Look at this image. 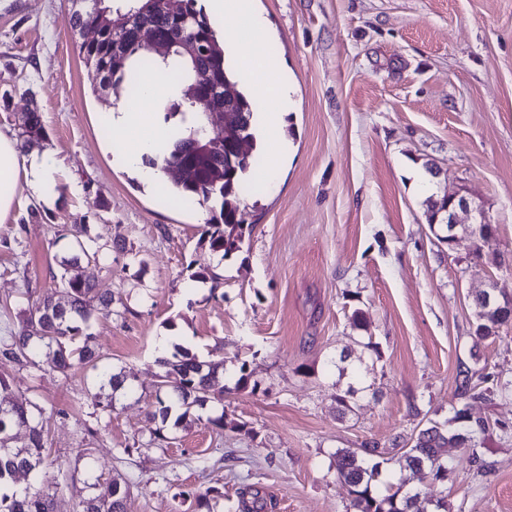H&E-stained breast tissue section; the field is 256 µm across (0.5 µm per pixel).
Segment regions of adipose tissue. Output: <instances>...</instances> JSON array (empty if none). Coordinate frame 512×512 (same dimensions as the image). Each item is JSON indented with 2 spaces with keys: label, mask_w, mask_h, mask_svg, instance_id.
Wrapping results in <instances>:
<instances>
[{
  "label": "adipose tissue",
  "mask_w": 512,
  "mask_h": 512,
  "mask_svg": "<svg viewBox=\"0 0 512 512\" xmlns=\"http://www.w3.org/2000/svg\"><path fill=\"white\" fill-rule=\"evenodd\" d=\"M211 13L221 19L235 18L234 26L224 30V46L232 68L250 82L253 94L263 102L255 122L266 130L271 144L269 161L257 175L262 183L273 182L280 160L288 156V144L280 136L285 116L291 105V89L279 78L276 54L255 51L262 43L265 21L252 11L251 0H208ZM142 102L136 107L110 113L113 132L123 145L119 161L128 169L140 170L145 156L155 155L159 146L170 137L169 127L160 124L150 107L167 90L162 74H154L144 84ZM58 167L46 153L22 152L15 136L0 129V224L6 223L18 202L19 191L49 202V186L56 182Z\"/></svg>",
  "instance_id": "adipose-tissue-1"
}]
</instances>
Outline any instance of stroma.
Returning a JSON list of instances; mask_svg holds the SVG:
<instances>
[{
  "mask_svg": "<svg viewBox=\"0 0 512 512\" xmlns=\"http://www.w3.org/2000/svg\"><path fill=\"white\" fill-rule=\"evenodd\" d=\"M255 6L291 87L289 155L275 182L244 196L253 231L225 257L204 237L207 210L154 196L117 164L101 126L126 102L93 92L69 0H0V128L17 131L21 113L37 110L45 134L33 148L59 167L52 204L22 196L0 224V330L17 326L25 288L49 289L68 251L62 226L86 225L93 247L120 245L83 273L127 307L90 331L134 392L104 412L93 370L64 376L0 356L10 397L55 411L47 452L76 470L64 512L116 476L133 483L127 512H238L247 485L268 512H351L331 455L366 441L387 451L385 483L444 498L448 512H512V398L471 405L491 425L487 475L461 448L449 451L444 484L404 458L420 429L448 419L459 370L512 381V325L471 337L472 292L492 278L512 296V0ZM455 191L497 226L482 257L469 238L439 242L429 222V195ZM199 271L205 280L189 289ZM174 343L202 356L223 345L229 390L208 409L224 430L170 426L155 445L156 360ZM242 365L252 385L232 389ZM350 385L359 393L345 411L336 390ZM210 487L219 495L198 507Z\"/></svg>",
  "mask_w": 512,
  "mask_h": 512,
  "instance_id": "obj_1",
  "label": "stroma"
}]
</instances>
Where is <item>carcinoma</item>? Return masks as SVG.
<instances>
[{
    "label": "carcinoma",
    "mask_w": 512,
    "mask_h": 512,
    "mask_svg": "<svg viewBox=\"0 0 512 512\" xmlns=\"http://www.w3.org/2000/svg\"><path fill=\"white\" fill-rule=\"evenodd\" d=\"M94 2L71 0L73 29L94 25L99 33L97 40L76 45L93 91L110 95L122 86L129 95L138 96L147 75L164 73L174 92L165 120L177 116L179 122L164 151L145 158V165L162 171L171 166L181 169L182 175L172 181V200L186 209L209 210L205 235L210 250L225 257L239 251L245 233L252 228L247 223V212L241 208L240 196L252 189L250 174L260 165V156L254 153L258 140L254 125L257 107L242 81L228 72L224 41L217 36L198 0H181L177 15L160 10L148 13L159 40L170 42L184 35L195 40L200 66L212 75L211 85L206 86L196 82L192 63L177 51L165 56L149 52L137 43L134 29L112 25V14L142 7L148 0H101L102 5L96 8L92 7ZM217 87L223 89L216 102L226 106L225 130L224 136L208 141L202 133L206 117L196 100ZM19 129L23 148L40 139L44 133L41 114L34 110L22 113ZM85 233L81 224L67 229L69 255L60 261L58 272L52 273L53 290L31 302L17 327L0 336V356L22 363L42 353L49 367L64 376L76 366L98 371L100 387L93 399L104 412L112 406V398L103 395L102 390L107 386L114 391L124 387L127 377L112 373L95 346L94 336L88 333L92 316L98 312L112 315L116 299L83 275V264L105 260L112 253L110 244L87 245ZM510 323L512 318L508 316H491L474 323L473 337L477 342L495 337L501 327ZM211 356L204 361L178 347L172 356L157 359L164 374L156 384L155 405L148 411V416L159 423L155 440L166 439L168 423H186L215 395H224V387L220 386L224 353L214 350ZM475 375L468 368L460 371L455 402L450 405L451 417L442 424L432 422L421 429L405 452L408 467L425 472L435 482L443 484L448 480L452 468L448 467L446 449L457 445L462 435L473 438L468 452L477 472H487L480 454L487 422L473 418L468 408L475 399L511 395L512 383L498 382L492 388H484L473 382ZM46 421V409L9 398L8 386L0 379V512H59L58 494L19 490L15 486L17 475L23 471L57 486L67 483L64 464L48 459L46 454ZM17 431L25 433V442L19 448L13 446ZM382 454L378 445L366 442L355 451L338 449L332 455L336 477L350 487L354 512H448L442 500L423 499L401 485L381 488L382 462L378 458ZM132 488L130 481L114 479L107 494L81 500L74 512H126ZM267 509V499L259 490L245 488L239 492V512Z\"/></svg>",
    "instance_id": "cac0c4a2"
}]
</instances>
